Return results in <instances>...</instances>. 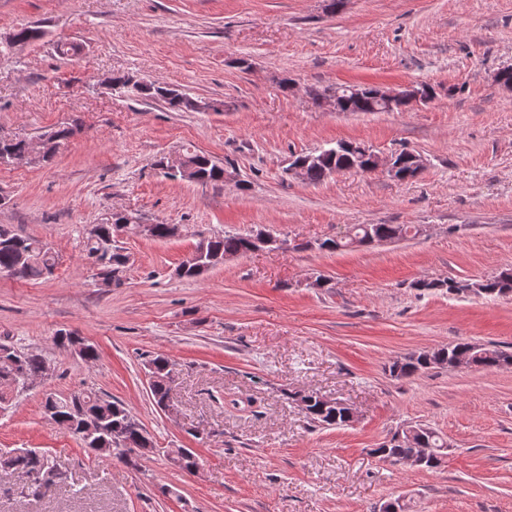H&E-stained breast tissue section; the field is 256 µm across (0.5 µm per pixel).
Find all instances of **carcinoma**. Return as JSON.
I'll return each instance as SVG.
<instances>
[{"label": "carcinoma", "instance_id": "obj_1", "mask_svg": "<svg viewBox=\"0 0 512 512\" xmlns=\"http://www.w3.org/2000/svg\"><path fill=\"white\" fill-rule=\"evenodd\" d=\"M43 36L39 25H29L14 31V41L0 45V54L9 53L19 45L35 43ZM340 93V105L343 112H382L373 98L372 89L359 95L347 92L340 85L326 87L313 93L318 100L329 92ZM129 96L166 104L171 110L186 112L191 110L189 97L178 89L164 83L150 81L146 86L129 93ZM28 142L24 139H1L0 160L19 157L26 152ZM373 149L361 142H339L334 147L316 151L317 159L310 162L305 170V181L319 184L336 169L356 170L363 173L372 171L370 167ZM186 164L192 169L194 182L202 185L224 182V167L217 164L206 153L189 150L185 153ZM120 225L105 221L96 225V233H86L83 241V253L86 260L102 273L112 276L115 284H121L127 266V255L116 244L115 233ZM414 227L401 224H355L346 241L327 238L318 243V249L336 251L349 245L369 246L373 243L400 240L409 236ZM206 257L201 264L186 260L179 265V277L194 280L206 271L222 264L227 255L243 256L252 251L251 235L230 233L204 237ZM59 263L58 255L45 242L20 235L6 225H0V274L26 280H44L53 275ZM414 288L420 291H447L450 294H464L470 288L478 289V294L486 296H504L512 294V269L475 282L457 281L452 278L440 280H420ZM84 342L81 360L93 363L98 359L96 345L84 341V337L71 332L60 331L55 336V344L67 351L78 342ZM467 354L472 363L481 368H511L512 351L505 349L475 350L470 342H458L433 351H422L396 361L390 366V373L396 377H408L435 364L447 368L454 367L455 356ZM49 360L41 353L25 351L10 344L0 343V411H6L14 405V394L27 389V384L42 377ZM155 367V378L150 387L153 402L164 408L170 399L171 363L168 357L157 354L149 359ZM302 396L305 406L301 411L313 423L324 427L344 426L348 421L346 409L336 405L321 403L315 393L297 392L289 398ZM42 409L51 410L57 416L60 427L68 431L81 442L83 447L95 453L99 448L113 449V455L126 466L136 468L139 460L147 455L145 449L156 447L153 436L145 429L141 421L122 402L101 394L93 389L73 391L68 394L48 393L42 400ZM419 433L413 438L405 435H393L382 460L393 465L402 459L414 457L422 448L436 449V456L423 468L433 470L441 466L447 441L440 434L425 426L417 425ZM49 474L46 483L64 482L67 474L60 471L54 462L42 451L34 449H15L0 454V471L17 472L29 475L34 471Z\"/></svg>", "mask_w": 512, "mask_h": 512}]
</instances>
